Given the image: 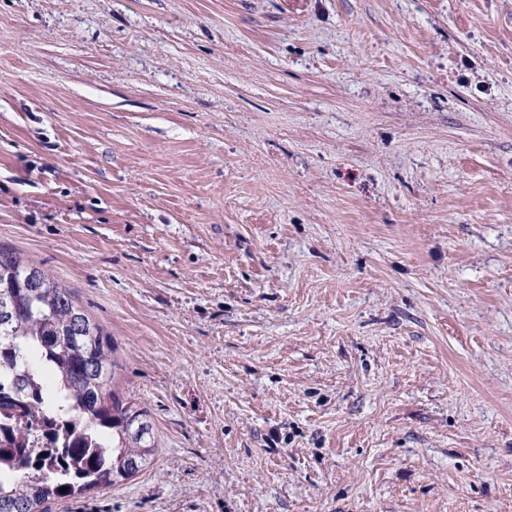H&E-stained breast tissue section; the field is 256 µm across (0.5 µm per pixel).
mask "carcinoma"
<instances>
[{
    "instance_id": "cac0c4a2",
    "label": "carcinoma",
    "mask_w": 512,
    "mask_h": 512,
    "mask_svg": "<svg viewBox=\"0 0 512 512\" xmlns=\"http://www.w3.org/2000/svg\"><path fill=\"white\" fill-rule=\"evenodd\" d=\"M116 353L72 289L0 246V512H43L151 464L153 425L119 395Z\"/></svg>"
}]
</instances>
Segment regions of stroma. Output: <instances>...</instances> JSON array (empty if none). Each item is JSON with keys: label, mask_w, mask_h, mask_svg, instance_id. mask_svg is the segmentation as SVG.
Masks as SVG:
<instances>
[{"label": "stroma", "mask_w": 512, "mask_h": 512, "mask_svg": "<svg viewBox=\"0 0 512 512\" xmlns=\"http://www.w3.org/2000/svg\"><path fill=\"white\" fill-rule=\"evenodd\" d=\"M0 245L157 434L48 512H512V0H0Z\"/></svg>", "instance_id": "1"}]
</instances>
